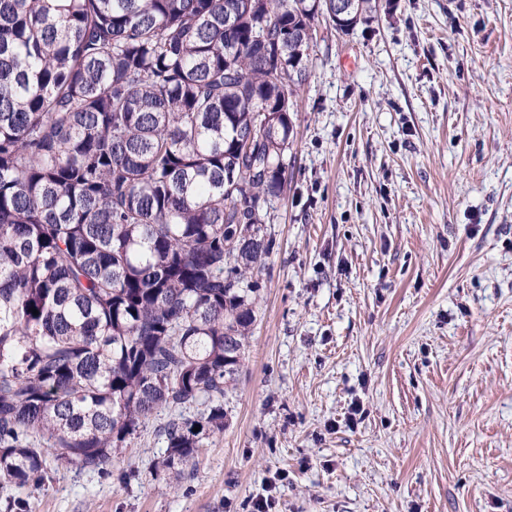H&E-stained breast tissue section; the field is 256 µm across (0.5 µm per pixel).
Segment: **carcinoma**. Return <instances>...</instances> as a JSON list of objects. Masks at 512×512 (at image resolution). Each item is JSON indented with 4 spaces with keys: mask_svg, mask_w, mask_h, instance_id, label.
<instances>
[{
    "mask_svg": "<svg viewBox=\"0 0 512 512\" xmlns=\"http://www.w3.org/2000/svg\"><path fill=\"white\" fill-rule=\"evenodd\" d=\"M326 14L0 0L4 512H28L48 456L104 473L163 412L165 473L224 432Z\"/></svg>",
    "mask_w": 512,
    "mask_h": 512,
    "instance_id": "cac0c4a2",
    "label": "carcinoma"
}]
</instances>
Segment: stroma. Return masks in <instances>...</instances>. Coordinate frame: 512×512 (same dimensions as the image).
<instances>
[{
  "label": "stroma",
  "mask_w": 512,
  "mask_h": 512,
  "mask_svg": "<svg viewBox=\"0 0 512 512\" xmlns=\"http://www.w3.org/2000/svg\"><path fill=\"white\" fill-rule=\"evenodd\" d=\"M311 56L223 435L175 479L152 420L31 512H251L282 471L272 512H512V0H381Z\"/></svg>",
  "instance_id": "1"
}]
</instances>
